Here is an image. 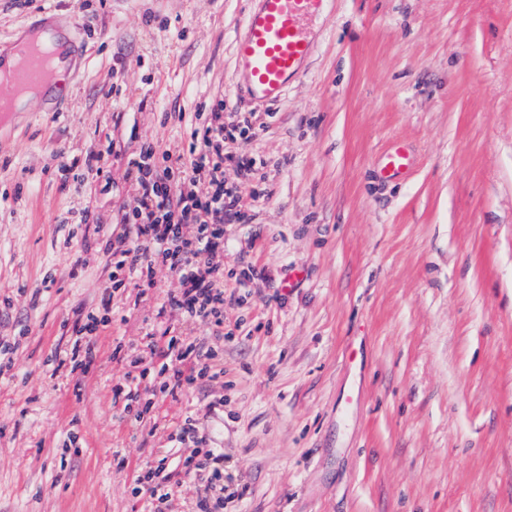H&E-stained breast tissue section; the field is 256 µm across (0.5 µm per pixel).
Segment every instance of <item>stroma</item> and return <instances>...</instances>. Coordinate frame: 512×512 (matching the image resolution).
<instances>
[{"label": "stroma", "mask_w": 512, "mask_h": 512, "mask_svg": "<svg viewBox=\"0 0 512 512\" xmlns=\"http://www.w3.org/2000/svg\"><path fill=\"white\" fill-rule=\"evenodd\" d=\"M45 6L77 50L62 104L0 114V512H152L136 474L181 469L115 399L177 279L113 289L103 251L129 158L218 99L268 194L224 225V377L161 412L223 449L224 512H512V0H335L267 107L230 87L252 0ZM39 20L0 0V53ZM396 142L413 166L388 179ZM106 296L94 362L55 368Z\"/></svg>", "instance_id": "obj_1"}]
</instances>
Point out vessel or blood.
I'll return each mask as SVG.
<instances>
[{
  "instance_id": "b4317fda",
  "label": "vessel or blood",
  "mask_w": 512,
  "mask_h": 512,
  "mask_svg": "<svg viewBox=\"0 0 512 512\" xmlns=\"http://www.w3.org/2000/svg\"><path fill=\"white\" fill-rule=\"evenodd\" d=\"M244 17V33L234 45L231 84L257 105L277 102L288 84L300 76L313 53V20L328 11L332 0H255ZM413 160L406 148L387 156L386 172H409Z\"/></svg>"
}]
</instances>
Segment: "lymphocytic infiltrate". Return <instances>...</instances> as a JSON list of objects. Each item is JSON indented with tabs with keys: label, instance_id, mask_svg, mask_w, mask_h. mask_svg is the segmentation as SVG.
Here are the masks:
<instances>
[{
	"label": "lymphocytic infiltrate",
	"instance_id": "obj_1",
	"mask_svg": "<svg viewBox=\"0 0 512 512\" xmlns=\"http://www.w3.org/2000/svg\"><path fill=\"white\" fill-rule=\"evenodd\" d=\"M252 136L250 123L216 105L210 117L195 121L185 147L173 151L155 145L141 147L131 158L126 178L136 188L134 204L125 215L133 244L107 247V265L114 287L153 285V271L162 265L178 278L177 294L157 309L166 322L160 335L150 336L132 361L141 375L157 372L161 398H178L199 379L213 372L215 350L188 342L178 322L205 320L215 337L224 335V222L244 219V198L258 199L253 184L254 162L227 148L232 133ZM234 167L240 180L224 183L225 167ZM171 438L190 450L180 475H173L165 458L138 474L132 491L166 503L173 493L190 496L196 512H224V453L204 448L193 417H185Z\"/></svg>",
	"mask_w": 512,
	"mask_h": 512
}]
</instances>
